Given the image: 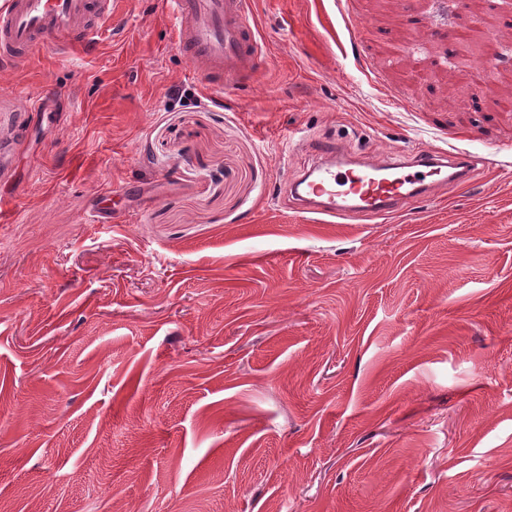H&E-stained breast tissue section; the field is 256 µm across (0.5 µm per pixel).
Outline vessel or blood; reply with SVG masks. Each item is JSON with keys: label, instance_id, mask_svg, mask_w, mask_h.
I'll use <instances>...</instances> for the list:
<instances>
[{"label": "vessel or blood", "instance_id": "vessel-or-blood-1", "mask_svg": "<svg viewBox=\"0 0 512 512\" xmlns=\"http://www.w3.org/2000/svg\"><path fill=\"white\" fill-rule=\"evenodd\" d=\"M178 20L176 42L209 90L254 74L259 42L247 0H166ZM115 0H5L0 5V62L47 51H89ZM288 182L305 217L330 223L404 212L450 188L465 187L488 159L460 149L416 148L358 155L328 142Z\"/></svg>", "mask_w": 512, "mask_h": 512}]
</instances>
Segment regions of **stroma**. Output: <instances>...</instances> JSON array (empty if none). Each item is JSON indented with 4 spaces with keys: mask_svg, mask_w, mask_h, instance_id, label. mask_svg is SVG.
<instances>
[{
    "mask_svg": "<svg viewBox=\"0 0 512 512\" xmlns=\"http://www.w3.org/2000/svg\"><path fill=\"white\" fill-rule=\"evenodd\" d=\"M249 8L260 68L217 97L165 0L0 71V512H512V11ZM469 27L483 90L452 78ZM288 129L496 157L322 224Z\"/></svg>",
    "mask_w": 512,
    "mask_h": 512,
    "instance_id": "stroma-1",
    "label": "stroma"
}]
</instances>
